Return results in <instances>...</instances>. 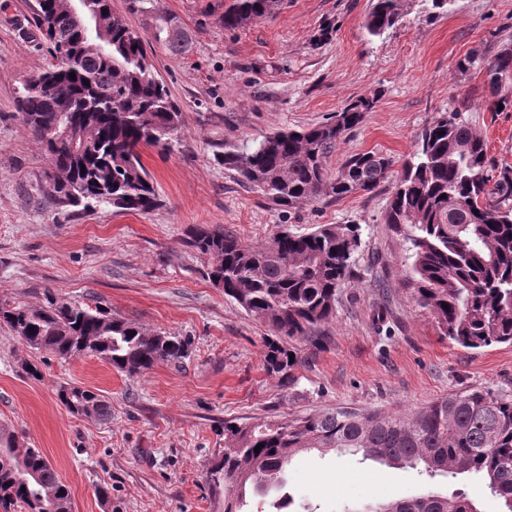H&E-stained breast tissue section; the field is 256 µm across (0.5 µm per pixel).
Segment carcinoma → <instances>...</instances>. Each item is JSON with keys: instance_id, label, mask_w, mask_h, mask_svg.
I'll list each match as a JSON object with an SVG mask.
<instances>
[{"instance_id": "cac0c4a2", "label": "carcinoma", "mask_w": 512, "mask_h": 512, "mask_svg": "<svg viewBox=\"0 0 512 512\" xmlns=\"http://www.w3.org/2000/svg\"><path fill=\"white\" fill-rule=\"evenodd\" d=\"M71 2L37 0L35 23L51 44L53 62L22 85L17 110L44 150L45 177L60 204L148 213L158 198L141 148L172 144L182 112L155 73L145 41L112 11V0H82L102 23L103 35L97 28L78 30ZM279 2L230 0L220 23L229 31L243 28L272 17ZM411 3L372 0L367 34L382 36ZM128 10L141 15L170 52L188 50L190 33L163 14L157 0H128ZM474 67L484 70L489 111L511 108L512 49L457 62L462 74ZM372 108V100L358 99L307 130L277 131L253 145L226 147L220 160L282 209H301L323 196L371 193L389 178L393 157L377 150L352 154L334 178L325 162ZM465 111L461 105L441 112L424 128L416 153L402 164L386 223L411 245L417 305L449 340L478 349L512 344V168L490 167L485 141ZM65 122L75 125L80 148L61 134ZM187 244L208 256L207 278L248 316L280 337L307 339L335 315L338 288L356 267L361 226L320 224L249 246L218 224H196ZM45 301L40 307L0 303V323L30 349L61 358L95 355L128 375L189 356L186 336L151 332L51 291ZM292 353L270 341L267 372L294 383ZM58 396L75 416L112 419V405L91 390L64 388ZM343 450L387 465H421L431 476L480 475L501 512H512V397L482 388L451 394L412 414L332 409L289 420H226L224 451L210 461L206 482L213 497L224 499V512H246L247 493L264 494L281 484L297 456ZM0 512H73L71 492L49 459L20 445L7 427L0 428ZM372 512L479 510L463 493L428 490L380 503Z\"/></svg>"}]
</instances>
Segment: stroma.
Instances as JSON below:
<instances>
[{
	"label": "stroma",
	"mask_w": 512,
	"mask_h": 512,
	"mask_svg": "<svg viewBox=\"0 0 512 512\" xmlns=\"http://www.w3.org/2000/svg\"><path fill=\"white\" fill-rule=\"evenodd\" d=\"M33 3L0 0V301L37 305L51 289L193 341L182 364L127 375L89 354L62 359L29 349L0 327V425L48 457L74 512H222L205 470L224 446L228 420L412 412L472 388L512 396V345L461 347L416 305L409 245L385 222L393 181L285 211L217 161L225 144L307 129L366 97L375 105L328 158L331 172L368 150L408 159L423 128L464 102L489 159L512 166V109L489 111L483 73L456 69L464 56L488 57L512 43V0H455L437 13L414 0L378 38L364 29L370 0H281L271 18L235 31L219 22L225 0H157L191 45L177 55L147 45L184 120L172 149L142 150L161 199L147 214H74L47 196L46 157L15 109L23 81L51 60ZM196 224L221 225L248 245L285 229L361 225L358 265L320 341L292 343L295 383L267 372L273 331L226 298L206 276L207 256L187 246ZM27 363L39 377L25 373ZM66 384L110 401L111 421L68 412L58 397ZM285 480L294 512H357L427 489L465 493L480 512L499 509L480 476L431 478L350 452L303 455Z\"/></svg>",
	"instance_id": "obj_1"
}]
</instances>
